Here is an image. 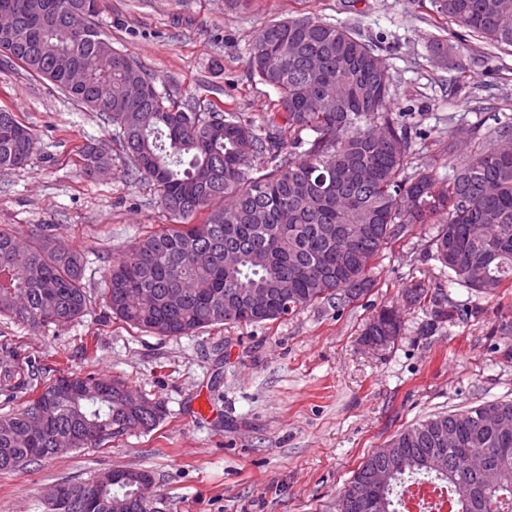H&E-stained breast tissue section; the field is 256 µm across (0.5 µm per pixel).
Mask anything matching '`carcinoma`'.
I'll return each mask as SVG.
<instances>
[{"instance_id": "carcinoma-1", "label": "carcinoma", "mask_w": 512, "mask_h": 512, "mask_svg": "<svg viewBox=\"0 0 512 512\" xmlns=\"http://www.w3.org/2000/svg\"><path fill=\"white\" fill-rule=\"evenodd\" d=\"M18 33L0 37V52L42 76L74 101L94 108L112 125L127 174L158 189L172 223L153 231L106 271V307L112 316L158 336H184L223 324L252 325L327 302L351 304L374 286V261L416 224L438 225L433 257L449 282L479 295L512 288V121L485 119L465 132L470 150L448 159V180L413 165L423 132L407 113L387 110L392 74L376 46L347 25L313 16L266 24L250 49L251 75L277 93L259 118L217 105L199 112L154 90L137 97L142 78H154L130 55L112 47L96 18L99 0H10ZM89 7L86 35L65 29L67 11ZM440 19L477 37L512 47V0H431ZM84 82L67 83V65ZM14 112L0 108V168L30 165L37 140ZM265 165L255 164L258 158ZM83 172L102 175L93 144L81 150ZM206 213L200 224L188 219ZM15 232L0 227V316L31 328L62 327L83 317L90 295L86 257L62 244L46 224L12 251ZM238 253L224 265V250ZM265 290L271 300L247 306ZM411 302L428 301L435 320L453 322L457 309L421 285L404 290ZM391 307L367 323L363 342L400 336ZM512 417V400L483 403L428 418L394 435L371 453L339 494L336 512H356L366 473L395 468L392 485L378 494L380 512H399L398 488L418 476L453 497L454 512H512V433L480 428L472 417L486 407ZM164 406L134 395L119 379L61 376L17 409L0 414V471L52 457L57 439L75 448L149 432ZM454 433L459 447L442 448ZM482 453L468 468L460 449ZM121 483L112 481L114 475ZM147 472L118 469L60 487L72 495L63 512H157L134 491Z\"/></svg>"}]
</instances>
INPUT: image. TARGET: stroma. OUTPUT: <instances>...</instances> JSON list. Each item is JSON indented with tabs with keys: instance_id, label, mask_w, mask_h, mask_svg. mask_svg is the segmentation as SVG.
<instances>
[{
	"instance_id": "stroma-1",
	"label": "stroma",
	"mask_w": 512,
	"mask_h": 512,
	"mask_svg": "<svg viewBox=\"0 0 512 512\" xmlns=\"http://www.w3.org/2000/svg\"><path fill=\"white\" fill-rule=\"evenodd\" d=\"M315 16L353 27L379 47L393 76L389 107H411L426 133L415 165L447 177L448 129L477 116L512 117V50L471 37L458 59L468 80L435 65L429 45L455 40L459 27L436 18L429 0H101L98 23L115 48L136 58L158 89L256 117L276 92L247 70L249 49L268 22ZM37 138L23 169L0 170V226L28 237L53 224L87 258V314L63 327L33 329L0 317V367L40 369V382L104 375L161 401L164 420L13 472H0V512H46L56 485L113 469L153 478L158 512H336V499L369 454L430 416L512 400V288L485 298L449 284L432 258L433 224L386 249L375 286L341 308L317 304L288 318L224 324L164 338L113 318L103 302L105 271L143 234L169 223L154 186L112 158L110 178H90L79 152L87 142L113 148L112 127L51 82L0 58V107ZM421 285L458 309L434 322L430 307L405 301ZM398 311L394 345L366 347L362 334L381 306ZM209 418H196V401Z\"/></svg>"
}]
</instances>
